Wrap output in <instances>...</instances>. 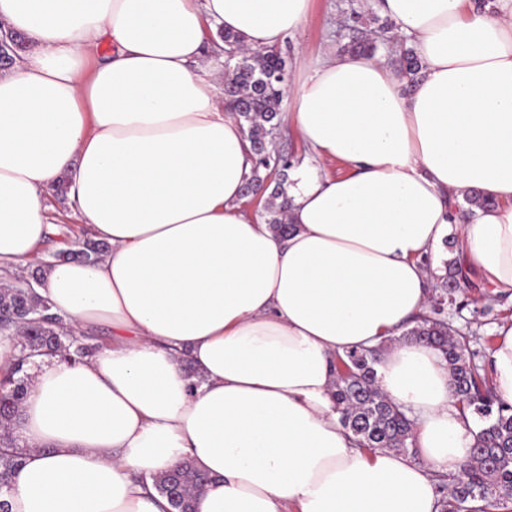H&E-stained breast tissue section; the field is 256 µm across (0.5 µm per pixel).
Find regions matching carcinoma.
Instances as JSON below:
<instances>
[{"label": "carcinoma", "mask_w": 512, "mask_h": 512, "mask_svg": "<svg viewBox=\"0 0 512 512\" xmlns=\"http://www.w3.org/2000/svg\"><path fill=\"white\" fill-rule=\"evenodd\" d=\"M217 37L224 42L228 63L225 104L237 115L254 153L253 176L244 192L252 196L268 178L290 165L287 156L272 149L286 92L282 78L288 72L286 53L279 48L247 50L236 34L224 29L217 30ZM399 68L408 84L416 82L421 65L414 49H399ZM287 209L288 198L278 185L261 218L274 232L286 235L292 231L286 220ZM108 249L104 242L91 241L62 258L94 263ZM463 283L467 278L457 260L447 261L445 273L437 276L431 313L416 316L402 337L414 338L438 351L453 377L455 405L462 414H475L480 420L470 459L440 475L445 490L441 512H505L512 504V406L497 397L487 379L484 350L472 347L468 334L450 328L443 317L447 307H467L459 297ZM0 336L16 337L17 349L12 368L0 377V512H10L2 496L12 490L22 464L21 451L11 440V426L28 383L25 366L43 354H59L70 360L85 358L98 345L74 337L61 317L51 315L49 302L23 283L0 288ZM377 355L378 350L373 349L336 356V407L358 447L403 451L411 445L415 423L376 385ZM207 481L205 474L184 462L155 477L154 486L167 498L173 512H194V495Z\"/></svg>", "instance_id": "obj_1"}]
</instances>
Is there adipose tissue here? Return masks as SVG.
<instances>
[{
	"mask_svg": "<svg viewBox=\"0 0 512 512\" xmlns=\"http://www.w3.org/2000/svg\"><path fill=\"white\" fill-rule=\"evenodd\" d=\"M311 4L0 0V29L33 47L0 72V273L44 240L66 178L110 250L49 267L36 291L75 330L112 329L90 357L36 358L11 512H169L134 476L186 458L209 478L195 512H440L436 474L469 459L474 422L439 354L398 333L428 307L423 258L452 229L463 273L512 299V0H381L421 62L412 91L380 57L333 52L289 87L309 158L281 236L241 194L250 142L206 34L269 49ZM336 159L351 173L322 169ZM473 189L494 206L454 212ZM377 346L418 460L367 453L340 421L332 361ZM490 368L512 405L511 323Z\"/></svg>",
	"mask_w": 512,
	"mask_h": 512,
	"instance_id": "adipose-tissue-1",
	"label": "adipose tissue"
}]
</instances>
